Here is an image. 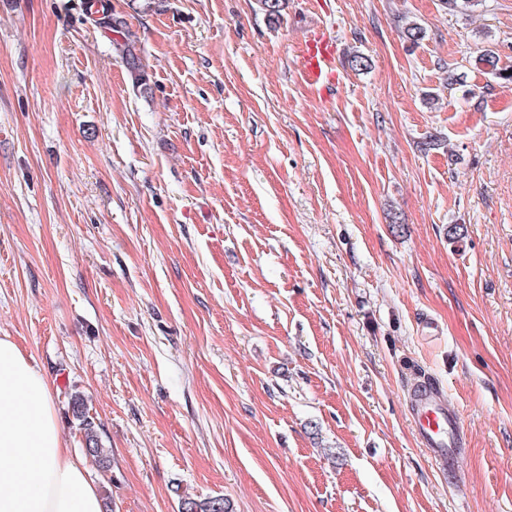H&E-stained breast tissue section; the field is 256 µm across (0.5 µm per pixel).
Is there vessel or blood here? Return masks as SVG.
<instances>
[{
    "instance_id": "1",
    "label": "vessel or blood",
    "mask_w": 512,
    "mask_h": 512,
    "mask_svg": "<svg viewBox=\"0 0 512 512\" xmlns=\"http://www.w3.org/2000/svg\"><path fill=\"white\" fill-rule=\"evenodd\" d=\"M333 61V46L314 38L307 41L297 63L312 85L327 88L336 83ZM408 409L417 437L432 463L448 476H455L458 459L467 446V429L461 414L449 406L439 388L427 384L416 386Z\"/></svg>"
}]
</instances>
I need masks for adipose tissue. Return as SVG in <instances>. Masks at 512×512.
<instances>
[{"label": "adipose tissue", "instance_id": "obj_1", "mask_svg": "<svg viewBox=\"0 0 512 512\" xmlns=\"http://www.w3.org/2000/svg\"><path fill=\"white\" fill-rule=\"evenodd\" d=\"M0 512H103L85 458L66 447L49 384L0 337Z\"/></svg>", "mask_w": 512, "mask_h": 512}]
</instances>
